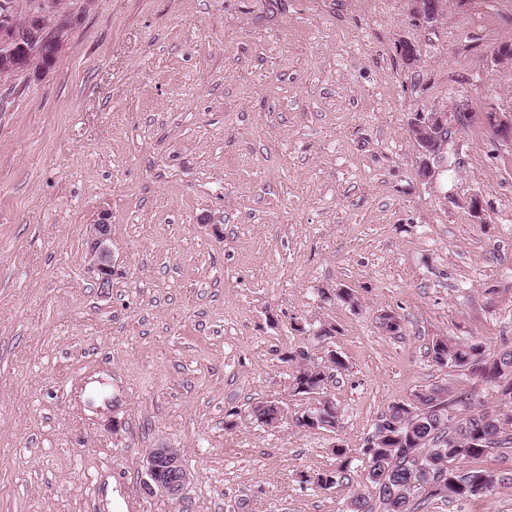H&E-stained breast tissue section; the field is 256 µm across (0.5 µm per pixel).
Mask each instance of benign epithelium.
<instances>
[{
  "mask_svg": "<svg viewBox=\"0 0 512 512\" xmlns=\"http://www.w3.org/2000/svg\"><path fill=\"white\" fill-rule=\"evenodd\" d=\"M57 0H30L28 20L17 26L13 9L5 5L0 12V75H7L15 70L28 66L30 57L37 55L42 58L41 68L46 69L56 51L60 49L65 24L54 27L45 24V20L57 9ZM447 127L445 113L432 112L428 115L422 130L433 138L435 130ZM489 128L495 139L505 146L512 145V109L495 111L494 123ZM87 260L98 275L101 288L110 286L112 280V248L111 227L102 218L90 225L86 239ZM312 403L304 411L301 420L309 430L324 428L329 431L335 427L323 422V409L333 404L325 386H320L315 393H309ZM147 471L150 479L162 491L176 497L183 493L191 481V474L184 464L183 455L178 448L160 446L152 448L147 454Z\"/></svg>",
  "mask_w": 512,
  "mask_h": 512,
  "instance_id": "benign-epithelium-1",
  "label": "benign epithelium"
}]
</instances>
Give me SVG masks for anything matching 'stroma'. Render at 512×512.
<instances>
[{
	"label": "stroma",
	"instance_id": "35a3bbf8",
	"mask_svg": "<svg viewBox=\"0 0 512 512\" xmlns=\"http://www.w3.org/2000/svg\"><path fill=\"white\" fill-rule=\"evenodd\" d=\"M60 12L54 66L0 78V512H346L390 404L448 383L495 407L429 349L512 340V146L482 121L512 106L493 61L512 0H446L434 23L412 0ZM418 112L451 132L425 181ZM102 217L104 289L85 259ZM341 287L358 308L319 294ZM324 323L328 345L304 337ZM301 346L346 364L336 431L251 415L309 405L290 390ZM336 444L351 482L319 488ZM158 446L183 452L179 497L147 474ZM111 225L101 218L90 224L86 239L87 260L98 275L101 288L110 286L112 280Z\"/></svg>",
	"mask_w": 512,
	"mask_h": 512
}]
</instances>
